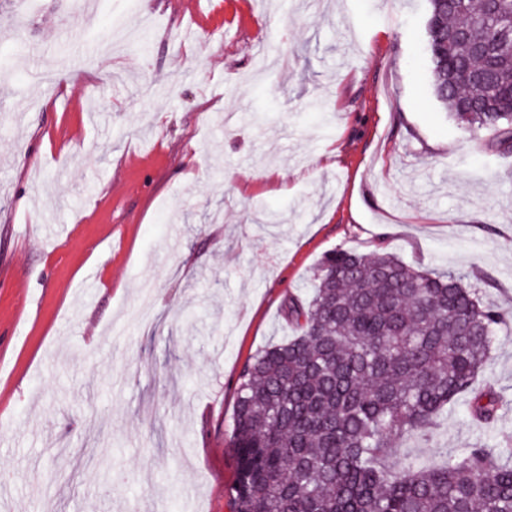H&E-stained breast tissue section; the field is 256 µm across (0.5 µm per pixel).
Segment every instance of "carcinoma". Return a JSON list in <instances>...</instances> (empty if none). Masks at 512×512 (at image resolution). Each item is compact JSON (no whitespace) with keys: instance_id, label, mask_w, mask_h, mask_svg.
<instances>
[{"instance_id":"1","label":"carcinoma","mask_w":512,"mask_h":512,"mask_svg":"<svg viewBox=\"0 0 512 512\" xmlns=\"http://www.w3.org/2000/svg\"><path fill=\"white\" fill-rule=\"evenodd\" d=\"M435 97L490 151L512 152V0H429ZM311 298L288 306L297 335L243 367L233 424L232 512H512V438L426 466L389 464L392 438L428 433L468 395L505 314L450 273L337 249Z\"/></svg>"}]
</instances>
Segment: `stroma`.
<instances>
[{"label": "stroma", "instance_id": "stroma-1", "mask_svg": "<svg viewBox=\"0 0 512 512\" xmlns=\"http://www.w3.org/2000/svg\"><path fill=\"white\" fill-rule=\"evenodd\" d=\"M192 2L0 0V512H231L238 376L339 248L509 315L498 419L460 399L402 458L512 436V152L436 99L428 0H206L189 42ZM117 25L145 47L69 70Z\"/></svg>", "mask_w": 512, "mask_h": 512}]
</instances>
